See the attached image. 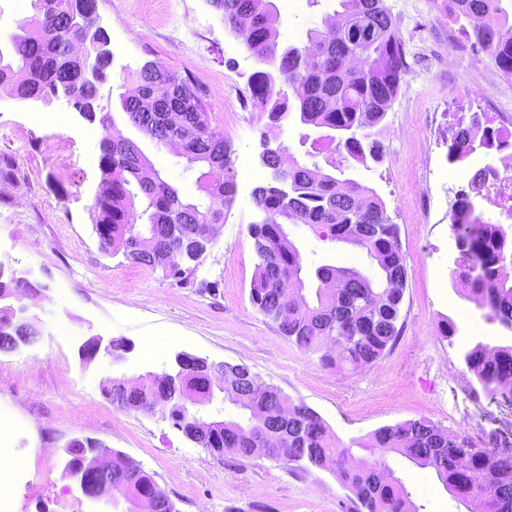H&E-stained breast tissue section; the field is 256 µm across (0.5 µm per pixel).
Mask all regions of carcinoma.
I'll return each instance as SVG.
<instances>
[{
    "mask_svg": "<svg viewBox=\"0 0 512 512\" xmlns=\"http://www.w3.org/2000/svg\"><path fill=\"white\" fill-rule=\"evenodd\" d=\"M503 0H451L458 21L471 22L486 15L496 25L463 29L505 74L512 75V24ZM224 19L249 20L247 29L230 26L256 60L269 66L252 76L255 105L273 123L290 117L343 134L339 144L357 161H380L383 145L376 127L385 119L404 73L403 47L385 0H339L340 10L322 29L308 33L304 50L282 45L269 0H211ZM34 14L0 48V90L24 101L33 93L59 94L88 120L105 124L100 85L112 54L104 30L93 28L91 0H32ZM69 22H61L62 18ZM89 43L75 56L60 50L71 43ZM293 91L289 97L286 89ZM120 107L128 123L161 147L181 144L182 155L205 171L198 179L207 202H194L161 177L137 145L117 128L104 131L100 141L102 179L94 197L95 225L105 228L100 245H112L128 261L153 270L163 264V276L185 281L189 263L212 244L203 228L224 223V210L235 197L231 146L211 127L206 92L155 61L138 72V95L124 93ZM512 148L498 131L482 126L479 116L459 126L448 144V163L461 164L485 149ZM270 162L281 167V178L254 188L257 211L268 219L249 226L258 257L251 285V299L259 313L276 324L279 332L303 351L319 356L325 367L356 370L378 362L398 340L400 310L407 279L397 225L390 222L383 201L357 181L341 182L270 152ZM151 225L142 231L137 222ZM459 257L458 277L467 281L469 298L488 309L485 320L512 329V280L498 270L512 264V237L501 224H489L475 213L469 193L462 192L450 216ZM189 228L185 236L172 234L171 225ZM306 224L319 237L347 242L366 251L376 274L355 268L324 265L316 274L314 297L292 305L285 291L301 283L302 257L287 243L286 225ZM376 226L366 236L362 225ZM33 284L13 278L0 279V293L18 299ZM36 336L28 326L13 322L9 311H0V347L10 339ZM468 369L489 395L512 402V389L500 386L512 377V345H491L479 340L464 356ZM149 388L127 393L112 386V403L140 408ZM224 400L236 406L241 417L213 422L177 403L167 407L168 417L189 436L201 435L205 447L238 458H250L260 441L274 440L270 449L290 464L304 458L312 466L331 461L340 483L355 495L365 512H420L412 492L395 476L387 457L395 453L419 468H430L443 487L467 512H512V459L489 448H475L463 434L448 431L426 418L406 420L371 433L357 447L368 452L359 466H348L353 448L336 444L322 418L303 405L296 413L299 426L279 436L272 425L286 398L274 386L240 398L224 383ZM113 472L130 474L142 484L153 481L140 465L117 455Z\"/></svg>",
    "mask_w": 512,
    "mask_h": 512,
    "instance_id": "obj_1",
    "label": "carcinoma"
}]
</instances>
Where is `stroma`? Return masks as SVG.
<instances>
[{"instance_id": "obj_1", "label": "stroma", "mask_w": 512, "mask_h": 512, "mask_svg": "<svg viewBox=\"0 0 512 512\" xmlns=\"http://www.w3.org/2000/svg\"><path fill=\"white\" fill-rule=\"evenodd\" d=\"M273 2L280 42L301 46L339 4L308 0L294 15L289 0ZM385 3L403 41L405 72L382 123L384 157L363 164L337 143L320 140L319 129L269 123L250 94L259 63L207 0H98L96 24L113 55L103 95L119 98L145 62H159L207 90L212 127L235 157L255 168L251 183H237L221 231L183 282L101 250L91 205L102 173L84 163L100 157V123L53 97L17 101L0 91V183L25 197L21 207L0 197V267L37 285V294L20 304L41 328L35 343L0 351V414L22 425L0 437V486H12L0 512H90L66 471L63 449L74 438L94 439L138 463L177 512H356L354 495L333 469L220 457L161 415L118 407L105 396L106 379L161 372L181 351L247 365L260 383L319 414L346 446L380 427L424 417L476 447L512 456V402L491 398L463 359L479 339L511 344L512 331L487 321L486 308L467 298L454 274L458 250L449 218L457 194L500 153L479 152L452 165L442 143L433 148L431 168L419 159L421 144L437 135L431 115L454 112L468 120L477 114L495 128L498 114L512 111V98L480 80L494 63L467 40L448 0ZM184 12L205 39H170L174 18ZM63 109L71 117L67 130L29 120L33 112ZM116 125L184 197H200V165L157 148L124 120ZM274 134L298 162L372 190L398 226L407 269L401 335L374 366L355 372L322 367L251 302L258 263L248 232L256 212L252 191L269 179L260 154L263 139ZM287 232L303 258L306 292L316 288L315 271L323 265L372 271L357 246L321 239L304 224L288 225ZM448 318L458 327L450 338L443 335ZM61 325L69 335L58 334ZM97 333L128 339L125 361L83 362L79 347ZM388 461L423 512H465L430 470L396 454Z\"/></svg>"}]
</instances>
